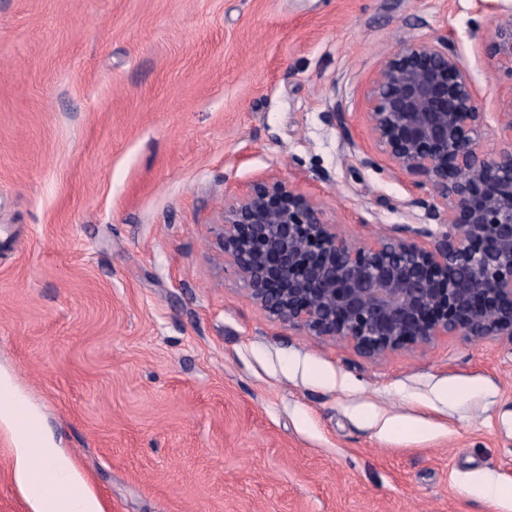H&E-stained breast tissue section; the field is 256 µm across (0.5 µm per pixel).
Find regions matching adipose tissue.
I'll return each instance as SVG.
<instances>
[{
    "label": "adipose tissue",
    "instance_id": "ef3b65f1",
    "mask_svg": "<svg viewBox=\"0 0 512 512\" xmlns=\"http://www.w3.org/2000/svg\"><path fill=\"white\" fill-rule=\"evenodd\" d=\"M0 425L14 435L13 477L31 512H102L98 497L74 466L42 437L34 415L0 410ZM41 468H34L33 457Z\"/></svg>",
    "mask_w": 512,
    "mask_h": 512
}]
</instances>
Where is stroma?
I'll return each mask as SVG.
<instances>
[{
    "instance_id": "obj_1",
    "label": "stroma",
    "mask_w": 512,
    "mask_h": 512,
    "mask_svg": "<svg viewBox=\"0 0 512 512\" xmlns=\"http://www.w3.org/2000/svg\"><path fill=\"white\" fill-rule=\"evenodd\" d=\"M512 0H0V378L104 512H512V343L379 360L289 329L226 267L276 174L347 234L425 223L368 148L402 39H448L499 144ZM346 113V127L324 115ZM0 428V512H31ZM486 54L491 60L508 64L512 69V10L502 16L495 37L486 45Z\"/></svg>"
}]
</instances>
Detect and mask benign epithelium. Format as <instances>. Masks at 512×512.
I'll use <instances>...</instances> for the list:
<instances>
[{
    "label": "benign epithelium",
    "mask_w": 512,
    "mask_h": 512,
    "mask_svg": "<svg viewBox=\"0 0 512 512\" xmlns=\"http://www.w3.org/2000/svg\"><path fill=\"white\" fill-rule=\"evenodd\" d=\"M512 66V12L486 45ZM477 89L443 41H403L366 94L363 122L392 170L418 178L406 206L435 222L396 224L369 242L276 176L224 204V264L282 325L376 360L443 336L512 342V111L501 144L481 142Z\"/></svg>",
    "instance_id": "7a95c632"
}]
</instances>
